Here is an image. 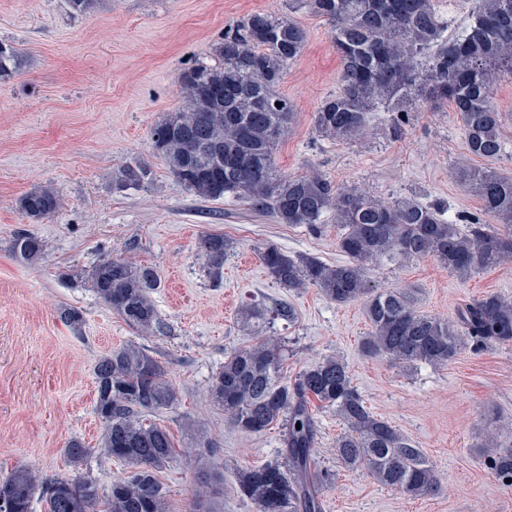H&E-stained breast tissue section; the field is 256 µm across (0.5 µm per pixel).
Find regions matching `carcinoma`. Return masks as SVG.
<instances>
[{
  "mask_svg": "<svg viewBox=\"0 0 512 512\" xmlns=\"http://www.w3.org/2000/svg\"><path fill=\"white\" fill-rule=\"evenodd\" d=\"M332 23L339 56V90L314 112L322 137L348 141L368 135L371 112L391 102L450 104L457 112L468 152L494 160L505 152L501 113L494 91L501 74H512V0H473L468 26L455 35L439 18L436 0H295ZM306 31L287 15L255 11L224 31L201 61L180 75L182 104L152 132L154 151L170 175L197 196L244 200L256 213L281 224H304L322 233V218L333 214L341 230L337 247L346 260L335 265L277 246L262 249L259 260L281 288L314 287L330 301L363 304L369 331L360 352L400 366H445L466 345L484 349L512 345V297L490 293L461 305L455 316L436 318L418 310L411 288H379L368 271L382 263L431 256L460 278L512 262V177L492 167H463L460 182L502 228L471 221L463 226L440 208L413 199L386 202L355 185H335L311 172L282 175L276 151L294 116L279 90L287 66L302 52ZM27 60L10 42L0 41V80L21 73ZM224 84V98L206 88ZM150 170L138 161L116 174L124 188H139ZM34 224L53 217L63 198L52 185H38L16 201ZM199 251L208 275L222 277L233 241L203 236ZM14 257L35 263L45 244L21 232L12 242ZM83 277L96 296L129 325L145 333L160 330L152 293L156 271L124 257L104 259ZM246 321L267 325L293 322L284 301L253 300L242 308ZM288 356L269 336L231 353L211 385L213 399L243 433L282 427V461L244 471L243 496L257 512H322L321 490L335 474L313 463L319 423L313 406L332 408L345 430L336 457L347 469H366L381 486L410 498L427 497L440 476L422 449L369 409L353 384L346 363L327 357L302 370L293 384L283 381ZM95 414L103 426L107 456L127 466L125 476L99 492L88 478H43L17 468L0 481V512H168L157 473L177 455L173 436L150 415L175 399L161 362L146 348L130 344L99 358L95 367ZM486 465L506 488L512 487V445L492 435L482 446Z\"/></svg>",
  "mask_w": 512,
  "mask_h": 512,
  "instance_id": "cac0c4a2",
  "label": "carcinoma"
}]
</instances>
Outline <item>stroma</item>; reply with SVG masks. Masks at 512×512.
<instances>
[{
	"instance_id": "obj_1",
	"label": "stroma",
	"mask_w": 512,
	"mask_h": 512,
	"mask_svg": "<svg viewBox=\"0 0 512 512\" xmlns=\"http://www.w3.org/2000/svg\"><path fill=\"white\" fill-rule=\"evenodd\" d=\"M289 0H99L93 13L72 14L66 0H0V39L28 58L20 75L0 81V479L19 467L42 475L94 479L108 491L122 463L106 457L102 424L94 412V367L110 350L134 343L164 365L175 402L153 416L176 444L198 451L206 472L178 458L157 477L169 512H191L203 478L216 490L212 512H257L239 491L243 471L278 459L280 426L261 434L233 428L209 390L225 357L258 342L239 316L248 299H284L292 323L273 330L288 352L287 380L314 362L343 360L368 407L423 448L440 471L436 495L411 499L381 487L367 470L340 467L336 439L344 426L335 412L316 409V465L337 472L322 491L323 512H512V489L488 470L478 447L492 432L512 442V345L464 349L445 366L401 367L368 358L359 341L369 330L361 303L338 305L315 288L291 292L272 284L256 256L275 245L328 263L344 259L339 229L325 218L321 235L301 224H280L252 213L244 201H203L169 174L152 147L153 127L181 102L178 78L208 59L213 43L247 14L290 13L307 33L279 86L295 117L279 143L284 176L316 169L336 184H354L385 200L414 198L494 224L463 190L459 164L483 166L471 156L451 107L416 104L400 112L378 107L372 132L342 142L318 135L313 114L338 88L339 57L331 24ZM506 153L492 165L512 176V77L495 92ZM138 160L151 179L138 189L115 186L114 173ZM52 183L62 209L40 224L15 207L32 186ZM41 237L35 264L11 252L17 233ZM233 239L222 280L211 279L198 256L202 235ZM153 267V294L163 333L145 336L104 305L82 276L108 256ZM381 287H410L425 314L446 318L486 293L512 294V263L459 281L431 257L370 271ZM78 309L80 327L65 324L61 308ZM499 413L490 423L488 407ZM87 453L71 463L68 441Z\"/></svg>"
}]
</instances>
